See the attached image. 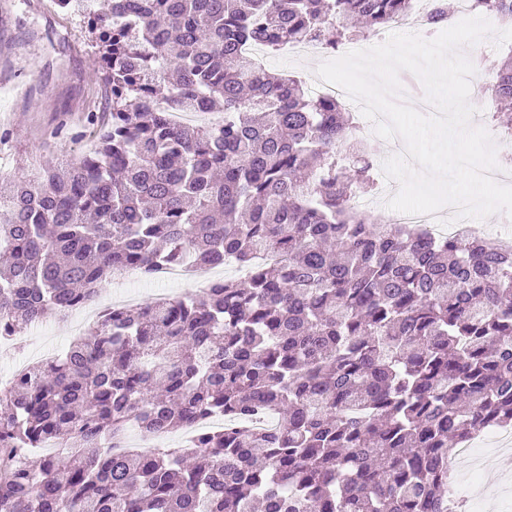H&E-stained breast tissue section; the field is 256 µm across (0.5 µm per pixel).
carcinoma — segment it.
Returning <instances> with one entry per match:
<instances>
[{
  "label": "carcinoma",
  "mask_w": 512,
  "mask_h": 512,
  "mask_svg": "<svg viewBox=\"0 0 512 512\" xmlns=\"http://www.w3.org/2000/svg\"><path fill=\"white\" fill-rule=\"evenodd\" d=\"M59 3L94 36L112 111L79 161L0 182V327L60 319L129 267L228 256L245 275L108 312L0 390V512H448L453 446L512 425V249L356 210L375 150L352 113L244 52L334 51L412 0ZM473 11L512 22V0ZM453 12L432 0L428 27ZM492 93L511 141L512 55ZM212 414L230 425L178 448L111 446ZM51 439L70 452L31 465Z\"/></svg>",
  "instance_id": "cac0c4a2"
}]
</instances>
